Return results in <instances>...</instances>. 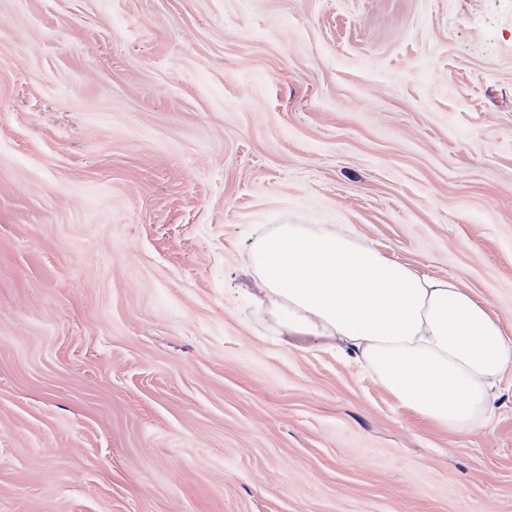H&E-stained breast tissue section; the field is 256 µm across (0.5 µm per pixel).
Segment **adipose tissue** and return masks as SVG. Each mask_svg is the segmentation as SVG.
<instances>
[{"label":"adipose tissue","mask_w":512,"mask_h":512,"mask_svg":"<svg viewBox=\"0 0 512 512\" xmlns=\"http://www.w3.org/2000/svg\"><path fill=\"white\" fill-rule=\"evenodd\" d=\"M252 261L287 301L294 330L335 337L402 407L453 433L489 421L495 389L512 372V336L457 279L320 224L280 226Z\"/></svg>","instance_id":"1"}]
</instances>
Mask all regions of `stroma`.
Here are the masks:
<instances>
[{
    "label": "stroma",
    "instance_id": "stroma-1",
    "mask_svg": "<svg viewBox=\"0 0 512 512\" xmlns=\"http://www.w3.org/2000/svg\"><path fill=\"white\" fill-rule=\"evenodd\" d=\"M325 224L512 334V0H0V512H512L252 263Z\"/></svg>",
    "mask_w": 512,
    "mask_h": 512
}]
</instances>
